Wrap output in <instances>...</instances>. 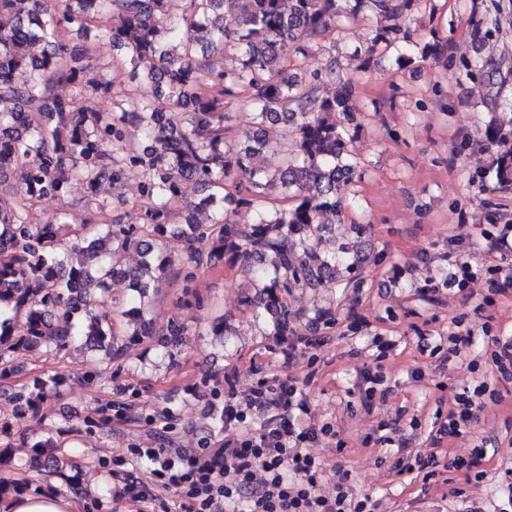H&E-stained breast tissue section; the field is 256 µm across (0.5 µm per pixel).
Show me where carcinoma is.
Returning <instances> with one entry per match:
<instances>
[{
	"label": "carcinoma",
	"instance_id": "cac0c4a2",
	"mask_svg": "<svg viewBox=\"0 0 512 512\" xmlns=\"http://www.w3.org/2000/svg\"><path fill=\"white\" fill-rule=\"evenodd\" d=\"M110 0H0V184L20 169L24 176L9 200L0 196V376L12 371L14 355L41 345L82 342L103 360L125 354L124 341L148 342L165 356L184 342L176 321L156 326L145 317L150 290L178 264L182 288L195 271L224 259L243 263L259 289L247 299L254 315L270 322L273 336H298L286 295L299 288H336L361 275L366 257L349 247H330L328 225L355 207L352 187L361 162L350 134L352 85L332 98L318 94V74L288 72V56L342 11L368 5L390 11L389 0H116L123 14L106 33L112 49H125L135 77L157 87L151 103L128 112L112 102L99 110L92 99L108 94L104 81L114 56L71 45L63 34L87 30ZM239 51V67L213 60L215 44ZM74 86L87 99L78 107L54 93ZM252 90L253 130L244 142L228 136L224 97ZM282 120L294 136L287 166L273 177L252 166L268 147L266 124ZM139 129L148 144L129 147L127 129ZM142 170L146 208L134 220L112 217L97 199L103 183L119 188L125 168ZM78 180L90 192L83 235L67 242L64 214L38 217L44 197L64 193ZM280 184L288 207L262 205L268 188ZM200 192L193 202L185 188ZM253 210L249 224L227 216L224 203ZM209 208L208 224L186 217ZM178 235L185 258L165 256L160 243ZM130 291L128 308L104 305L110 283ZM125 325L115 332L114 322ZM58 383L52 377L31 387L3 391L15 415L34 410ZM30 465L59 473L67 459L53 454L55 440H37Z\"/></svg>",
	"mask_w": 512,
	"mask_h": 512
}]
</instances>
